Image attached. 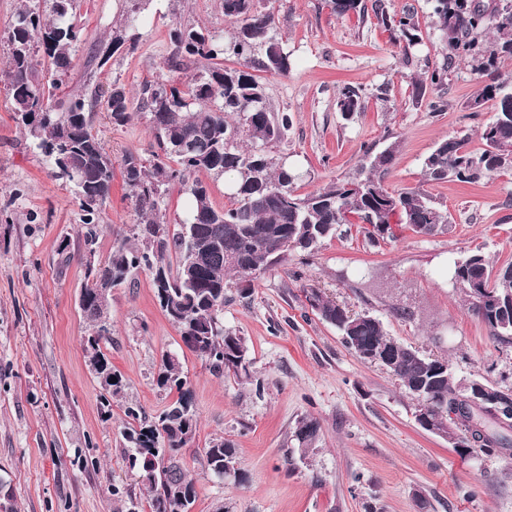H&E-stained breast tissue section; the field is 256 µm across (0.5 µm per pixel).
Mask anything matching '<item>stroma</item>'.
I'll list each match as a JSON object with an SVG mask.
<instances>
[{"instance_id": "stroma-1", "label": "stroma", "mask_w": 512, "mask_h": 512, "mask_svg": "<svg viewBox=\"0 0 512 512\" xmlns=\"http://www.w3.org/2000/svg\"><path fill=\"white\" fill-rule=\"evenodd\" d=\"M392 13L414 11L421 44L403 55L373 13L337 16L328 0H260L291 55L288 75L262 74L273 112L292 125L270 154L301 175L304 196L354 176L366 150L394 147L388 190L419 187L447 207L450 222L434 236L402 230L371 244L360 231L325 240L313 253L259 277L250 297L227 290L222 324L249 347V375L215 374L195 355L183 369L199 413L194 440L181 451L196 482L193 512H512V449L461 458L446 439L415 421L416 406L384 368L361 361L335 328L310 310L303 289L320 288L352 312L378 317L391 337L448 359L460 379L512 385V342L491 338L449 280L454 261L479 252L493 266L512 262V176L475 184L431 182L424 160L446 138L482 150V126L493 107L468 102L486 80L470 63L448 67L443 88L425 81L446 50L429 0H382ZM221 0H142L136 50L112 56L99 79L124 85L132 97L121 126L106 112L94 129L113 162L154 149L149 116L137 103L144 84L170 78L167 61L177 26L202 27L231 40L233 22ZM129 0H80L81 37L63 87L84 92L92 47L108 39ZM357 88L364 108L338 111L343 88ZM443 99V111L429 103ZM100 256L129 237L138 217L121 176L102 210ZM80 208L71 187L48 176L41 157L12 119L0 86V479L13 512H149L148 491L129 470L120 445L124 408L146 416L171 401L155 379L161 357L180 337L160 310L146 272L114 287L112 341L104 347L123 379L111 410L90 372L83 347L89 325L78 296L84 272L63 253L80 246ZM319 424L299 453L298 420ZM238 450L242 482L217 480L201 464L210 439ZM132 492L117 499L113 488Z\"/></svg>"}]
</instances>
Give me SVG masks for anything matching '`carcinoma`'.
<instances>
[{"instance_id": "obj_1", "label": "carcinoma", "mask_w": 512, "mask_h": 512, "mask_svg": "<svg viewBox=\"0 0 512 512\" xmlns=\"http://www.w3.org/2000/svg\"><path fill=\"white\" fill-rule=\"evenodd\" d=\"M432 17L448 55L428 75L430 85L440 88L448 78V60H468L489 77L469 102L479 112L486 101L495 102L494 119L481 130L485 148L470 151L462 139L441 141L424 161L430 181L452 179L474 184L489 174H512V152L497 143H512V88L495 75L497 60L512 57V0H497L492 10L474 0H431ZM339 16L365 13L362 0H330ZM78 0H53L46 19L18 0L6 37L7 60L0 83L10 99L11 112L30 145L42 156L47 173L72 185L81 217L84 267V299L81 306L92 327L112 325L108 295L101 288L125 283L138 271L148 272L159 308L176 327L183 347L209 362L217 374L248 375V346L243 337L224 332L220 324L229 276L237 277L239 292L250 295L253 282L265 271L254 266L268 254H277L276 265L292 251L310 253L344 225H363L366 238L377 243L397 239L396 229L430 236L445 229L448 211L423 190L388 191L384 185L395 147L379 153L366 151L369 159L353 180L340 181L322 191L300 196L298 179L288 166L276 162L265 147L288 131L291 117L270 111L257 73L285 76L291 55L277 37L274 14L258 9L256 0H222L224 16L236 30L229 46L219 37L194 27L172 32L175 51L170 68L181 69L186 59L213 61L206 75L184 83L167 79L142 88L141 107L149 115L157 151L146 160L135 153L121 162L123 182L139 222L133 246L123 239L105 258L97 255L100 212L112 192V156L94 132L92 109L102 108L116 125L129 119L130 99L125 87L112 83L94 85L91 97L57 94L71 68V48L80 38ZM377 23L394 34L404 54L420 42L414 15L389 14L376 3ZM140 7L126 12L124 22L113 27L112 37L95 45L91 61L100 69L119 50L133 51L138 44ZM489 30L500 40L483 44ZM231 51L242 68L221 63ZM343 114L362 109V97L346 87L337 100ZM205 172L214 178L233 175V202L216 208L208 185L190 180ZM179 185L188 193L191 206L173 228L164 221L165 190ZM93 260H88L87 255ZM454 284L465 297L468 310L499 341L512 339V263L498 268L484 255L472 253L455 264ZM313 314L336 327L345 346L361 360L385 368L416 402V422L426 420L437 429L448 423V405L459 404L461 418L448 437L468 438L473 408L460 401V381L450 365L421 353L386 333L382 322L369 314H355L317 288L303 289ZM110 336L90 333L83 339L90 371L101 390L102 405L122 391L123 380L113 368L101 343ZM484 391L487 405L496 408L507 424L494 430L485 443L457 450L462 456L485 447L512 448V386L474 380ZM158 389L177 392V398L154 418L128 407L121 431L129 467L141 471L148 485L150 512H192L196 484L180 460V450L194 438L198 412L183 372L182 355L168 352L156 377ZM319 430L313 419L303 418L295 431L300 444L312 442ZM239 462L237 448L224 438L211 439L202 449V465L218 479L224 468Z\"/></svg>"}]
</instances>
